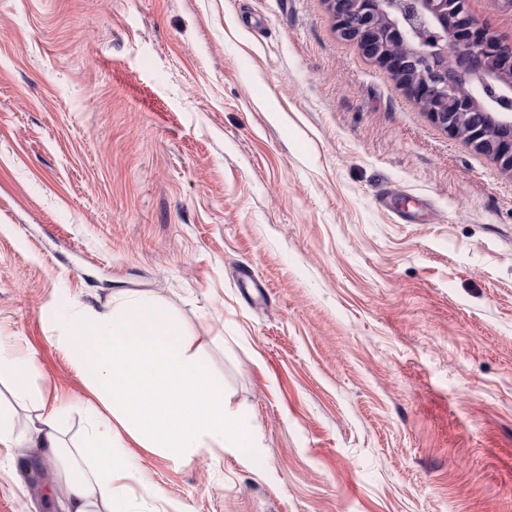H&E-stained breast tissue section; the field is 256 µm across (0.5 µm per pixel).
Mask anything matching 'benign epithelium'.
I'll return each instance as SVG.
<instances>
[{"mask_svg": "<svg viewBox=\"0 0 512 512\" xmlns=\"http://www.w3.org/2000/svg\"><path fill=\"white\" fill-rule=\"evenodd\" d=\"M329 3L342 38L385 65L436 124L512 171V39L477 20L468 0Z\"/></svg>", "mask_w": 512, "mask_h": 512, "instance_id": "obj_1", "label": "benign epithelium"}]
</instances>
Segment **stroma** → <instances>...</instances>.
Listing matches in <instances>:
<instances>
[{"instance_id": "1", "label": "stroma", "mask_w": 512, "mask_h": 512, "mask_svg": "<svg viewBox=\"0 0 512 512\" xmlns=\"http://www.w3.org/2000/svg\"><path fill=\"white\" fill-rule=\"evenodd\" d=\"M126 294L254 441L135 449L134 512H512V171L327 0H0V347L68 438L89 392L59 334ZM59 484L0 447V512Z\"/></svg>"}]
</instances>
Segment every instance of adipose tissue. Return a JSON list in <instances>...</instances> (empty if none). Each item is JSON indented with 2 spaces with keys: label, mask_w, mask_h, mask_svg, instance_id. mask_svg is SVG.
Segmentation results:
<instances>
[{
  "label": "adipose tissue",
  "mask_w": 512,
  "mask_h": 512,
  "mask_svg": "<svg viewBox=\"0 0 512 512\" xmlns=\"http://www.w3.org/2000/svg\"><path fill=\"white\" fill-rule=\"evenodd\" d=\"M144 333L148 342H139ZM90 336L97 339L91 349L85 346ZM59 344L75 354V367L95 400L89 427L78 442L66 444L60 413L17 380L15 399L36 402L39 412L18 435L0 409V447L36 448L63 459L65 512H128L113 487L131 474L128 456L113 449L116 427L142 447L183 459L203 448L249 447V421L229 409L207 361L182 339L177 323L153 306L129 298L105 313L75 310Z\"/></svg>",
  "instance_id": "obj_1"
}]
</instances>
